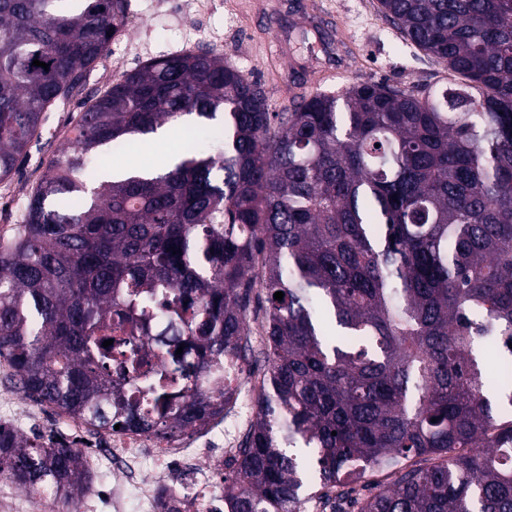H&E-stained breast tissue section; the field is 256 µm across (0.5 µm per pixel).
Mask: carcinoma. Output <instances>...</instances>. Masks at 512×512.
I'll return each instance as SVG.
<instances>
[{"mask_svg":"<svg viewBox=\"0 0 512 512\" xmlns=\"http://www.w3.org/2000/svg\"><path fill=\"white\" fill-rule=\"evenodd\" d=\"M379 8L439 80L317 90L274 112L210 49L150 60L83 103L0 242L8 379L94 432L207 424L236 396L224 370L255 374L258 322L268 365L224 461L227 512H303L312 499L332 512H512V380L489 386L477 353L512 356V0ZM129 10L0 0V183ZM190 114L197 124L178 131L215 132L214 152L87 184L102 150L129 156ZM128 352L165 363L145 411L112 380ZM387 469L392 483L353 497ZM0 477L70 505L86 470L69 446L0 425Z\"/></svg>","mask_w":512,"mask_h":512,"instance_id":"carcinoma-1","label":"carcinoma"}]
</instances>
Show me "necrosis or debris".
Here are the masks:
<instances>
[{"instance_id": "4bbe7bcc", "label": "necrosis or debris", "mask_w": 512, "mask_h": 512, "mask_svg": "<svg viewBox=\"0 0 512 512\" xmlns=\"http://www.w3.org/2000/svg\"><path fill=\"white\" fill-rule=\"evenodd\" d=\"M60 430L68 445L80 446L90 471H99L109 458L123 462L107 501L111 512H125V491L131 484L136 487L143 512H163L161 492L171 486L183 488L179 501L185 512H222L224 508L221 472L198 466L196 460L216 452H231L232 438L217 435L201 440L191 429L169 435L126 428L108 432L106 444L111 453L105 456L98 452L96 442L89 440L81 419L61 417ZM147 457L154 470L151 478L144 480L140 472Z\"/></svg>"}]
</instances>
